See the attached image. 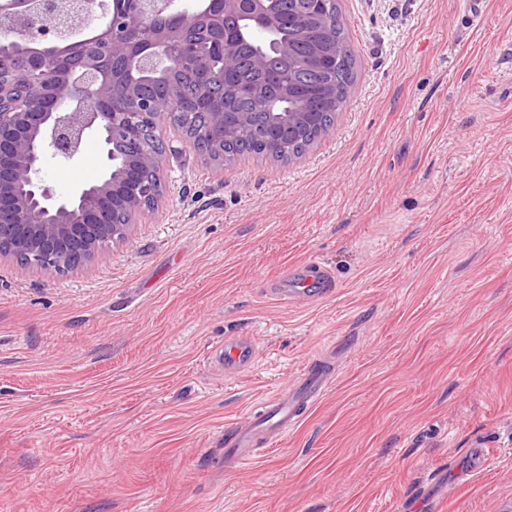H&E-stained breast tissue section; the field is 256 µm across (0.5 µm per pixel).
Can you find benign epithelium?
Listing matches in <instances>:
<instances>
[{"label":"benign epithelium","mask_w":512,"mask_h":512,"mask_svg":"<svg viewBox=\"0 0 512 512\" xmlns=\"http://www.w3.org/2000/svg\"><path fill=\"white\" fill-rule=\"evenodd\" d=\"M277 0H106L98 39L83 37L91 10L84 0H0V262L25 272L62 275L88 268L106 240L125 238L116 224L119 203L136 215L156 185L142 175L161 169V154L145 148L161 119L147 88L151 79L180 71L199 86L204 133L212 147L252 131L249 115L225 111L210 92L224 78L197 60L196 43L210 41L224 70L239 64L241 44L224 37V22L257 36L250 63L263 69L275 52L290 51L277 37ZM323 0H300L296 22L320 18ZM268 141L301 132L307 112H269ZM101 143L106 166L99 181L58 197L42 177L46 156L68 163L90 136Z\"/></svg>","instance_id":"7a95c632"}]
</instances>
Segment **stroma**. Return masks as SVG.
<instances>
[{"label":"stroma","mask_w":512,"mask_h":512,"mask_svg":"<svg viewBox=\"0 0 512 512\" xmlns=\"http://www.w3.org/2000/svg\"><path fill=\"white\" fill-rule=\"evenodd\" d=\"M338 4L357 79L313 147L220 167L160 125L164 194L102 260L0 265V512H512V0ZM102 170L91 141L43 176ZM312 264L331 295L274 301ZM228 336L252 367L212 364ZM319 357L323 398L225 467Z\"/></svg>","instance_id":"obj_1"}]
</instances>
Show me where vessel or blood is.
I'll list each match as a JSON object with an SVG mask.
<instances>
[{"label": "vessel or blood", "mask_w": 512, "mask_h": 512, "mask_svg": "<svg viewBox=\"0 0 512 512\" xmlns=\"http://www.w3.org/2000/svg\"><path fill=\"white\" fill-rule=\"evenodd\" d=\"M214 357L225 372L235 373L254 364L256 348L250 338L235 336L225 339L223 346L215 350ZM332 377L333 372L328 366L311 363L287 392L259 402L248 427H237L228 432L225 465L248 463L258 455L260 444L274 436H286L294 430L301 420L303 409L321 400Z\"/></svg>", "instance_id": "obj_1"}]
</instances>
